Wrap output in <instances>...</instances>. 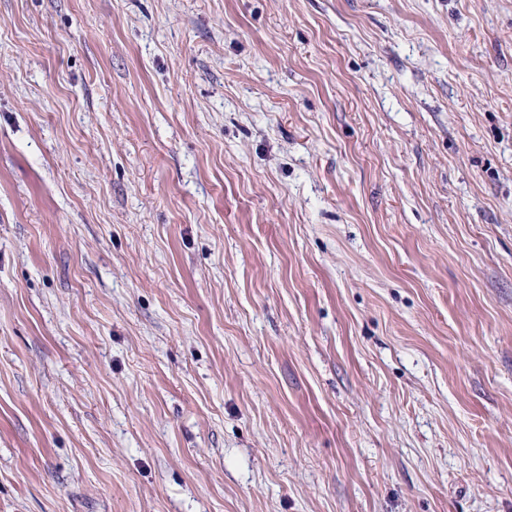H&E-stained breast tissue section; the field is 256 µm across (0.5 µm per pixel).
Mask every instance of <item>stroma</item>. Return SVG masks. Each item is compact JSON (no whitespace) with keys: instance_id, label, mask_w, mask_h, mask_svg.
I'll use <instances>...</instances> for the list:
<instances>
[{"instance_id":"1","label":"stroma","mask_w":512,"mask_h":512,"mask_svg":"<svg viewBox=\"0 0 512 512\" xmlns=\"http://www.w3.org/2000/svg\"><path fill=\"white\" fill-rule=\"evenodd\" d=\"M0 512H512V0H0Z\"/></svg>"}]
</instances>
